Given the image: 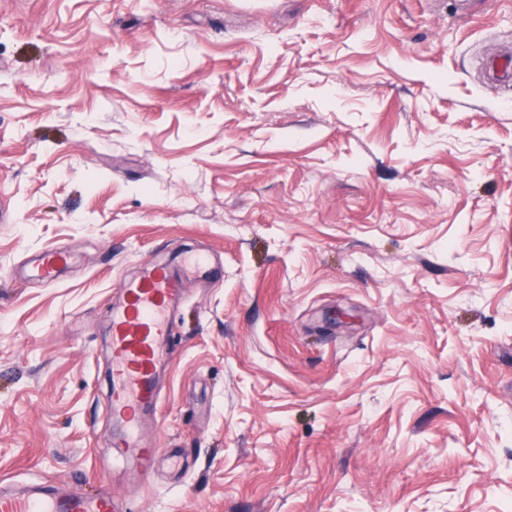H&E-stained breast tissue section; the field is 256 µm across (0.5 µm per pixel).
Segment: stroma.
Listing matches in <instances>:
<instances>
[{"mask_svg":"<svg viewBox=\"0 0 512 512\" xmlns=\"http://www.w3.org/2000/svg\"><path fill=\"white\" fill-rule=\"evenodd\" d=\"M509 50L512 0H0V483L512 512ZM176 248L217 273L145 477L112 459V309ZM72 256L69 252L58 250L54 247L43 249L38 263L33 267L34 276L45 282H53L59 270L66 265Z\"/></svg>","mask_w":512,"mask_h":512,"instance_id":"obj_1","label":"stroma"}]
</instances>
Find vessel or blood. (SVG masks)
I'll use <instances>...</instances> for the list:
<instances>
[{"label": "vessel or blood", "mask_w": 512, "mask_h": 512, "mask_svg": "<svg viewBox=\"0 0 512 512\" xmlns=\"http://www.w3.org/2000/svg\"><path fill=\"white\" fill-rule=\"evenodd\" d=\"M70 259V253L43 249L32 272L42 281H54ZM190 271L210 276V256L182 254L176 265L146 269L141 277L123 284L124 301L112 312L110 412L120 430L114 452L135 456L144 474L152 471L158 451L143 447L139 432L159 406V373L168 361L171 315L183 299L185 275ZM0 512H128V507L103 486L84 495L4 490Z\"/></svg>", "instance_id": "obj_1"}]
</instances>
